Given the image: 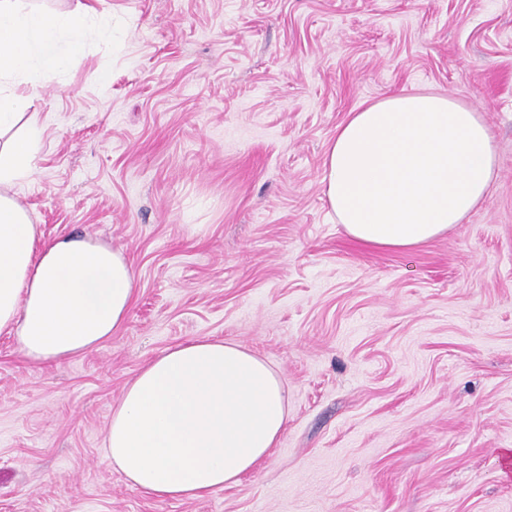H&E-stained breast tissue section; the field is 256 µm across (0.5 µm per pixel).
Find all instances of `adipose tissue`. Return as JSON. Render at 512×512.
<instances>
[{"label":"adipose tissue","mask_w":512,"mask_h":512,"mask_svg":"<svg viewBox=\"0 0 512 512\" xmlns=\"http://www.w3.org/2000/svg\"><path fill=\"white\" fill-rule=\"evenodd\" d=\"M0 0V332L32 365L59 362L112 337L134 302L121 251L87 237L45 242L12 187L35 171L30 94L66 68L89 31L112 21ZM498 160L480 113L458 99L399 91L349 113L324 160L323 194L347 235L409 251L462 223L494 185ZM288 422V391L240 345L191 339L150 360L112 409L105 457L144 494L202 497L267 457Z\"/></svg>","instance_id":"ef3b65f1"}]
</instances>
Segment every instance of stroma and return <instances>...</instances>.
<instances>
[{
    "label": "stroma",
    "instance_id": "stroma-1",
    "mask_svg": "<svg viewBox=\"0 0 512 512\" xmlns=\"http://www.w3.org/2000/svg\"><path fill=\"white\" fill-rule=\"evenodd\" d=\"M112 17L32 98L14 191L43 240L122 250L137 293L97 348L35 367L0 333V512H512V0H40ZM431 91L480 112L499 170L411 251L352 241L322 194L337 127ZM288 389L276 448L186 501L103 457L140 369L188 339Z\"/></svg>",
    "mask_w": 512,
    "mask_h": 512
}]
</instances>
